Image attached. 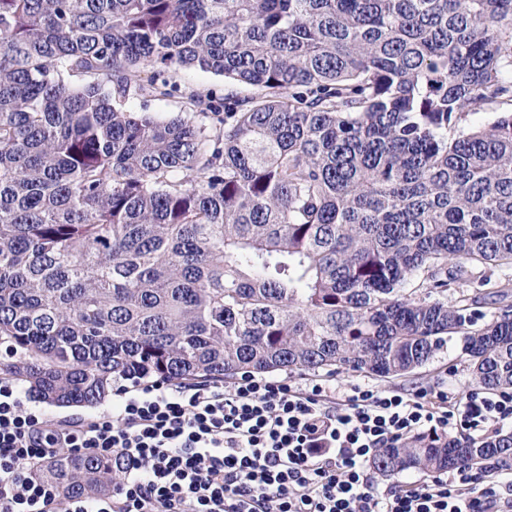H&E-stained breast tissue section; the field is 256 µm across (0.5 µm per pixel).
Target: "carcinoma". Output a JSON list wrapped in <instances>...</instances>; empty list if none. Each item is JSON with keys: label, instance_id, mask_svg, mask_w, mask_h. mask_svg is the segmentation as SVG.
Segmentation results:
<instances>
[{"label": "carcinoma", "instance_id": "obj_1", "mask_svg": "<svg viewBox=\"0 0 512 512\" xmlns=\"http://www.w3.org/2000/svg\"><path fill=\"white\" fill-rule=\"evenodd\" d=\"M172 92L171 118L128 109ZM509 269L512 0H0V345L43 401L95 405L139 363L404 376L453 338L509 388L512 306L474 312ZM462 466L511 470L512 432L373 464ZM41 475L118 480L98 456ZM178 79L182 85L188 84L196 88L210 90L222 97H224V93L229 86L228 83L225 82L224 77L215 76L194 68L182 70Z\"/></svg>", "mask_w": 512, "mask_h": 512}]
</instances>
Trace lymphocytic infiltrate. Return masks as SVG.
Segmentation results:
<instances>
[{
  "label": "lymphocytic infiltrate",
  "mask_w": 512,
  "mask_h": 512,
  "mask_svg": "<svg viewBox=\"0 0 512 512\" xmlns=\"http://www.w3.org/2000/svg\"><path fill=\"white\" fill-rule=\"evenodd\" d=\"M512 427V388L411 393L242 373L232 390L133 376L109 410L60 418L0 375V512H512V471L457 469L378 488L379 452L416 434L477 440ZM111 459V492L66 496L60 453Z\"/></svg>",
  "instance_id": "f902f5d3"
}]
</instances>
